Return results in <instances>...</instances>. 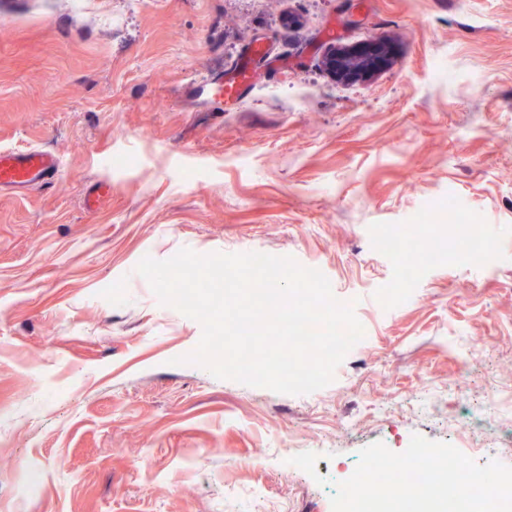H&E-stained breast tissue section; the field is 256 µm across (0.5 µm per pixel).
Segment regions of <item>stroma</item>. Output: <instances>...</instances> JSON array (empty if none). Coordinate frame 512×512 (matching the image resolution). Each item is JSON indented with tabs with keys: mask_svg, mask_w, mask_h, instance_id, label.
I'll return each instance as SVG.
<instances>
[{
	"mask_svg": "<svg viewBox=\"0 0 512 512\" xmlns=\"http://www.w3.org/2000/svg\"><path fill=\"white\" fill-rule=\"evenodd\" d=\"M374 38L381 72H327ZM26 147L59 172L0 193V512H332L363 447L415 434L512 467V0H0V149ZM452 210L487 258L385 303L382 230ZM184 248L319 269L363 329L333 382L177 364L202 326L135 268Z\"/></svg>",
	"mask_w": 512,
	"mask_h": 512,
	"instance_id": "1",
	"label": "stroma"
}]
</instances>
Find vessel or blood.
<instances>
[{"label":"vessel or blood","mask_w":512,"mask_h":512,"mask_svg":"<svg viewBox=\"0 0 512 512\" xmlns=\"http://www.w3.org/2000/svg\"><path fill=\"white\" fill-rule=\"evenodd\" d=\"M55 155L42 148L0 150V190H22L54 178Z\"/></svg>","instance_id":"obj_1"}]
</instances>
